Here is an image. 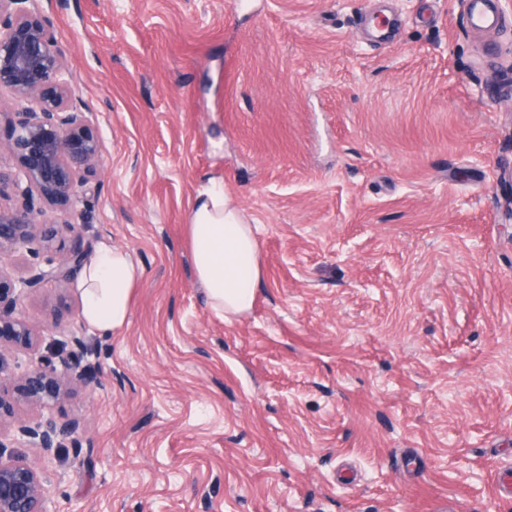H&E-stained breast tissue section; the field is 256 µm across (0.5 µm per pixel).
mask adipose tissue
<instances>
[{
    "label": "adipose tissue",
    "instance_id": "ef3b65f1",
    "mask_svg": "<svg viewBox=\"0 0 512 512\" xmlns=\"http://www.w3.org/2000/svg\"><path fill=\"white\" fill-rule=\"evenodd\" d=\"M186 229L195 277L210 308L225 322L237 320L253 307L263 278L257 225L216 184L197 197ZM139 276L127 251L102 245L76 283L83 322L104 336L122 330Z\"/></svg>",
    "mask_w": 512,
    "mask_h": 512
}]
</instances>
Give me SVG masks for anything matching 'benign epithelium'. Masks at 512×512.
<instances>
[{
    "label": "benign epithelium",
    "mask_w": 512,
    "mask_h": 512,
    "mask_svg": "<svg viewBox=\"0 0 512 512\" xmlns=\"http://www.w3.org/2000/svg\"><path fill=\"white\" fill-rule=\"evenodd\" d=\"M36 2L0 0V88L10 89L21 104L16 112L0 110V121L9 128L7 149L15 161L8 170L0 168V194L12 187L18 197L15 206L0 208V254L36 241L49 244L59 236L72 237L74 244L46 265L33 266L25 278L0 275V346L44 349L19 375L0 364V425L20 402L42 411L73 388L92 382L90 370L75 359L73 347H84L81 339L36 331L21 312L29 292L46 283L68 287L86 262L81 225L73 216L92 191L101 157L99 133L73 107L66 62ZM49 209L56 214L51 223L45 221ZM80 427L78 416L63 422L49 418L35 427L18 426L17 436L48 451ZM7 448L0 439V512H51L42 470L6 456Z\"/></svg>",
    "instance_id": "7a95c632"
}]
</instances>
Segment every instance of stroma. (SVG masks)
<instances>
[{
  "mask_svg": "<svg viewBox=\"0 0 512 512\" xmlns=\"http://www.w3.org/2000/svg\"><path fill=\"white\" fill-rule=\"evenodd\" d=\"M38 0L103 144L83 243L140 270L78 314L96 379L48 411L52 512H512V0ZM259 227L227 323L186 223L211 182ZM30 292L51 327L60 296ZM488 0H466L468 21L473 29H487L494 24V17L491 14ZM139 276L127 251L103 244L75 286L82 300L83 322L103 336L122 330Z\"/></svg>",
  "mask_w": 512,
  "mask_h": 512,
  "instance_id": "obj_1",
  "label": "stroma"
}]
</instances>
